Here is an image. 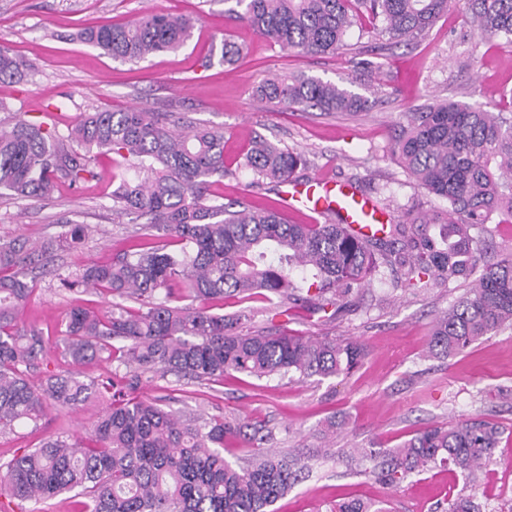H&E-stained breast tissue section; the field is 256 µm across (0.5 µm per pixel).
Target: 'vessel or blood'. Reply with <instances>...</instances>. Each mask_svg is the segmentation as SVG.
<instances>
[{"label":"vessel or blood","instance_id":"b4317fda","mask_svg":"<svg viewBox=\"0 0 512 512\" xmlns=\"http://www.w3.org/2000/svg\"><path fill=\"white\" fill-rule=\"evenodd\" d=\"M283 196L285 206L289 209L302 204L309 206L318 215L330 207L341 211L346 217L349 230L363 238L372 236L376 226L375 216L367 201L338 181H325L317 188L290 182Z\"/></svg>","mask_w":512,"mask_h":512}]
</instances>
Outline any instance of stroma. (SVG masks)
<instances>
[{
  "label": "stroma",
  "instance_id": "35a3bbf8",
  "mask_svg": "<svg viewBox=\"0 0 512 512\" xmlns=\"http://www.w3.org/2000/svg\"><path fill=\"white\" fill-rule=\"evenodd\" d=\"M153 9L194 18L183 48L131 64L100 55L73 37L78 27L120 24ZM224 9L223 0H0V46L31 65L24 81L0 83V101L8 106L0 112V125L35 117L63 128L87 112L133 107L201 122L224 132L227 174L216 193L228 201L276 206L278 185H254L251 172L239 165L251 137L260 134L305 156L296 182L349 183L383 207L380 223L395 224L406 208L424 212L442 205L408 179L393 152L403 112L431 98L512 109L504 97L512 90V44L473 33L461 5H452L426 36L407 44L385 35L350 33L348 43L361 40L372 47L364 70L346 50L311 56L270 44L246 23L225 18ZM225 35L242 46L240 60L231 67L205 66L212 43ZM268 70L343 86L360 76L353 87L369 97L370 106L358 113L270 107L254 95ZM94 164L99 180L82 186L63 184L42 199L0 197V238L42 240L60 236L71 224L90 225L82 243L51 255L50 265L58 274L110 261L131 245L147 242L145 232L112 209L111 157H95ZM464 288L459 281L395 289L375 279L355 289L332 320L292 303L231 300L220 312L230 317L252 311L246 330L356 341L365 355L351 373L322 380L292 374L257 379L234 372L223 383L208 385L169 375L141 385L137 394L187 414L203 411L265 426L273 434L272 447L304 456L323 447L322 423L330 417L337 422V452L392 448L428 427L490 420L503 427L504 435L477 481L431 468L392 486L349 466L339 455L314 456L312 476L293 485L274 510L327 512L347 495L391 503L396 512H439L461 495L481 504L482 512H512V327H502L450 359L429 351L436 317ZM113 302L107 292L70 294L59 288L56 277L47 276L39 278L21 320L53 337L72 305L105 313ZM106 406V399L93 398L73 412L47 409L38 428L21 426L0 435V463L59 433L86 440Z\"/></svg>",
  "mask_w": 512,
  "mask_h": 512
}]
</instances>
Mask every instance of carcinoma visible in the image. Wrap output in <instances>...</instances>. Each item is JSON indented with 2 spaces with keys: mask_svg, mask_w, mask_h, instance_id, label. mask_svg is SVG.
<instances>
[{
  "mask_svg": "<svg viewBox=\"0 0 512 512\" xmlns=\"http://www.w3.org/2000/svg\"><path fill=\"white\" fill-rule=\"evenodd\" d=\"M224 14L247 22L280 47L334 55L353 27L367 20L390 39L412 41L448 12L452 0H225ZM471 27L484 37L512 41V0H463ZM194 21L162 11L121 25L82 29L85 43L114 60L137 63L176 51L191 38ZM219 63L234 64L242 47L221 40ZM26 62L0 47V82H20ZM255 95L273 107H316L323 112L366 110V96L316 77L262 79ZM395 153L419 187L446 203L432 214L408 209L405 221L382 236L360 238L342 224H292L281 212L226 204L211 194L224 180V132L184 125L163 112L131 108L88 112L62 132L43 121L18 119L0 129V191L40 198L63 182L77 187L98 178L90 153L112 154L126 173L112 190L115 210L143 223L157 245L87 264L66 276L69 291L106 289L139 307L115 304L98 315L72 308L61 331L73 362L115 364L112 378L84 382L54 371L30 379L52 348L50 337L20 321L33 292L27 271L62 244L80 242L86 224L60 239H0V434L36 424L49 406L72 409L112 393L88 437L89 445L58 434L0 466V489L20 502L44 503L76 489L89 499L84 512H272L308 468L300 459L262 448L272 431L204 414L179 415L129 394L156 374L219 382L234 371L262 378L294 373L302 379L339 377L364 356L358 342L288 333L239 331L241 314L227 319L206 303L255 294L288 299L333 318L337 303L383 266L442 283L472 278L471 286L439 315L430 352L453 357L471 343L512 324V255L484 259L489 224L512 221V113L435 101L403 113ZM302 154L262 135L240 166L258 185L283 184L305 165ZM430 224L446 232L432 236ZM307 288L296 286L295 272ZM189 298L198 305H182ZM503 430L485 420L426 428L396 448H354L355 466L392 485L429 467L474 480L491 461ZM241 436L257 452L244 465L224 458V438ZM330 512H387L359 499ZM448 512H480L469 497L448 500Z\"/></svg>",
  "mask_w": 512,
  "mask_h": 512,
  "instance_id": "obj_1",
  "label": "carcinoma"
}]
</instances>
